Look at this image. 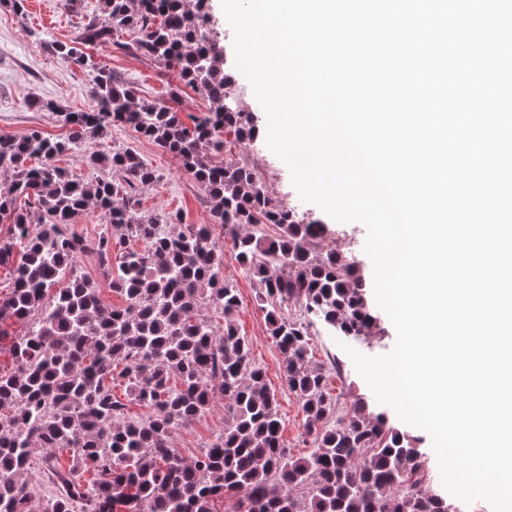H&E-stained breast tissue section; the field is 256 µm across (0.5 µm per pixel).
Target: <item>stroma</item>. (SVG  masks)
<instances>
[{"instance_id":"obj_1","label":"stroma","mask_w":512,"mask_h":512,"mask_svg":"<svg viewBox=\"0 0 512 512\" xmlns=\"http://www.w3.org/2000/svg\"><path fill=\"white\" fill-rule=\"evenodd\" d=\"M43 0H27L25 15L15 14L9 7L0 5V133L23 135L40 131L55 138L67 135L68 126L62 115L66 112H90L96 107L85 69L72 60L54 55L47 47L49 41H70L82 30L97 9L98 0H79L76 9L62 8L59 0H52L51 21L40 23L35 13ZM213 29L224 47L226 71L232 76L239 100L244 110L262 114L263 109L254 96L246 77L236 68L233 49V31L223 13L220 0H210ZM125 35L115 34L111 43L86 46V53L96 61L129 81L139 98L168 97L171 90H178L177 107L182 118L200 117L208 113L209 101L179 81L175 72L167 70L153 59L125 48ZM57 102L60 112H46L33 107V100ZM131 148L160 175L158 181L144 187L140 193V211L145 215H162L178 212L186 224H210L214 217L206 199L205 189L186 171L179 161L164 152L155 143L138 133L133 127L116 124L110 126L106 137L90 142L93 151L111 152L115 148ZM216 164L231 159L243 164L262 165L267 186L276 202L305 211L310 218L321 220L332 230L321 239L319 250L349 248L362 258L366 288H373V264L364 255L367 238L366 227L359 222L340 223L331 220L322 209L301 201L291 182L290 171L273 154L265 139H258L256 146L228 141L225 149L212 153ZM214 238L224 251V278L233 282L239 292L240 306L235 323L240 334L251 347V357L263 367L266 380L278 399V415L282 437L292 453L297 456L310 450L306 443L304 416L296 396L289 391L283 378V356L269 333L264 312L256 299L261 292L258 281L246 275L235 259L230 237L215 231ZM316 362L338 361L339 366L330 370L328 388L338 396L343 406L364 400L370 412L384 414L390 424L402 429L416 440L424 454L429 474L439 471L437 457L427 432L401 422L394 410L381 404L365 380L357 372L351 358L339 345V338L325 327H316L310 340ZM224 430V405L215 402L191 427L176 429L172 444L184 459H191L200 448Z\"/></svg>"}]
</instances>
